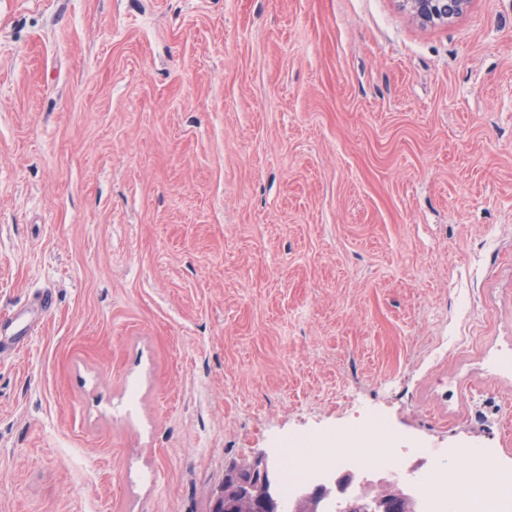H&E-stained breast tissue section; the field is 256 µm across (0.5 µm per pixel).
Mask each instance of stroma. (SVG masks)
Masks as SVG:
<instances>
[{"instance_id":"obj_1","label":"stroma","mask_w":512,"mask_h":512,"mask_svg":"<svg viewBox=\"0 0 512 512\" xmlns=\"http://www.w3.org/2000/svg\"><path fill=\"white\" fill-rule=\"evenodd\" d=\"M0 512H208L387 415L512 468V0H0ZM422 25L448 23L463 13L469 0H399ZM277 473L275 461H269L262 454L253 459H245L227 471L222 483L212 494L211 512H232L228 506L229 499L225 495V486L235 487L238 496L250 499L253 504L252 512L281 511L279 500L271 492ZM246 477V478H244Z\"/></svg>"}]
</instances>
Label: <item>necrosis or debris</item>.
<instances>
[{
  "mask_svg": "<svg viewBox=\"0 0 512 512\" xmlns=\"http://www.w3.org/2000/svg\"><path fill=\"white\" fill-rule=\"evenodd\" d=\"M377 446L382 454L370 457L369 449ZM410 455L423 458V465L405 469L403 460ZM280 459V491L286 498L317 486L329 471L347 464L359 474H395L407 484L419 512H471L474 485L461 464L474 461L484 490L480 512H512V472L495 469L491 449L403 448L389 420L380 414L368 415L363 425L342 433L296 437L283 446Z\"/></svg>",
  "mask_w": 512,
  "mask_h": 512,
  "instance_id": "4bbe7bcc",
  "label": "necrosis or debris"
}]
</instances>
